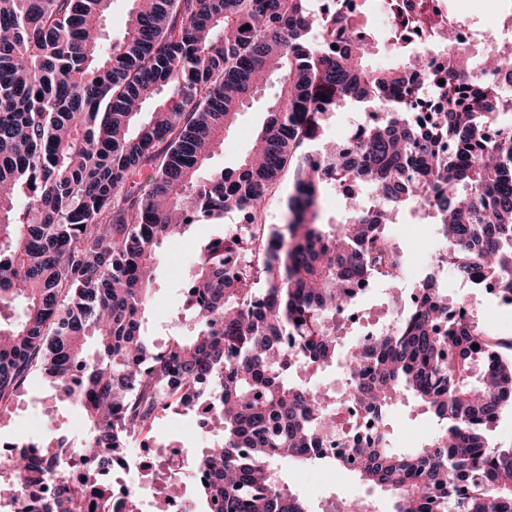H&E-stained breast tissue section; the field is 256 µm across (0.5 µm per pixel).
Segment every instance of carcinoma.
<instances>
[{"label": "carcinoma", "mask_w": 512, "mask_h": 512, "mask_svg": "<svg viewBox=\"0 0 512 512\" xmlns=\"http://www.w3.org/2000/svg\"><path fill=\"white\" fill-rule=\"evenodd\" d=\"M315 36L313 0H132L120 43L101 25L112 0H0V415L45 374L88 422L79 476L50 446L0 457V500L13 512H93L112 503L106 470L156 411L202 414L216 437L193 458L203 512H308L282 484L288 460L353 469L390 494L388 512H512V448L486 432L512 409V342L486 337L425 280L396 330L342 349L336 315L352 285L405 271L387 225L419 204L436 218L444 257L465 279L512 291V95L487 72L512 52L447 46L446 89L416 109L425 61L395 34L399 63L370 70L363 5ZM250 25L245 30L243 26ZM275 95L238 166L205 171L211 149L263 87ZM325 99H320V96ZM346 103L381 109L356 145L302 151ZM288 177L284 229L264 201ZM345 221L320 222L325 191ZM235 213L241 233L210 239L195 261L162 348L143 326L162 240L200 218ZM84 229H79V226ZM481 349L474 357L472 345ZM341 361L356 401L386 420L408 396L434 415L425 447L395 453L387 435L350 453L325 451L326 398L293 368Z\"/></svg>", "instance_id": "carcinoma-1"}]
</instances>
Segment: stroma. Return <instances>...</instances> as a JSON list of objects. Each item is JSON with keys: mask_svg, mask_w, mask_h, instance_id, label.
I'll use <instances>...</instances> for the list:
<instances>
[{"mask_svg": "<svg viewBox=\"0 0 512 512\" xmlns=\"http://www.w3.org/2000/svg\"><path fill=\"white\" fill-rule=\"evenodd\" d=\"M366 21L376 35V48L368 58L369 64L377 68L393 66L396 57L392 51L391 30L387 19L379 13L377 0H369ZM267 103L268 98L264 95L253 100L250 108L239 116L235 127L225 134L223 143L216 148L208 163L209 169L220 171L239 163L250 150L263 123ZM236 222L237 217L232 213L217 222L201 220L185 234L162 242L152 285L153 302L147 315L151 341L160 344L177 333L178 327L171 318L185 301L182 273L193 272L194 261L204 242L228 234ZM391 233L408 257V273L395 283L378 284L377 288L363 295L356 309L366 323L380 317V305L390 293L410 294L430 267L429 254L436 243L435 226L430 219L415 220L409 213H402L400 223L393 225ZM440 278L448 284L446 293L451 305L460 307L472 301L478 302L487 312L488 322L484 329L492 339L512 340V306L501 305L493 295L483 293L481 289L460 288L453 266H445ZM53 394L46 379L40 378L27 385L19 397L20 408L0 418V442L12 440L24 432L45 445L63 435L72 440L82 438L86 433L82 414L71 404L54 400ZM194 422L193 414L170 412L153 434L156 439L180 448L189 459L207 446L204 434L190 433L189 427ZM388 431L391 448L398 452H411L415 450L417 441L435 435L436 423L428 414L414 410L411 401L405 400L390 412ZM278 470L282 482L305 501L309 512H342L345 499L358 496L362 488L355 474L341 469L330 471L286 461L279 464Z\"/></svg>", "mask_w": 512, "mask_h": 512, "instance_id": "obj_1", "label": "stroma"}]
</instances>
